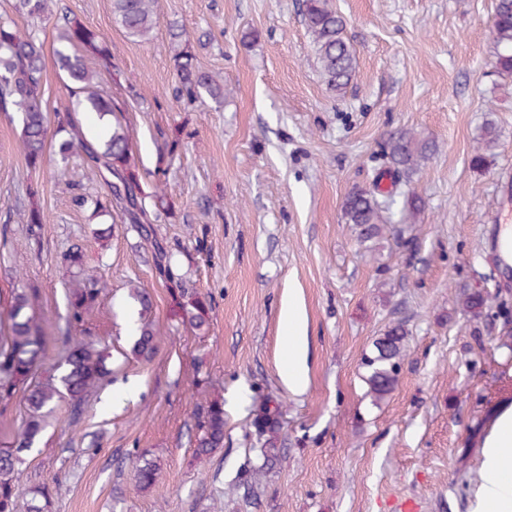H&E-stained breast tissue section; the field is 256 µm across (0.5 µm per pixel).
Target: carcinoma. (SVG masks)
I'll use <instances>...</instances> for the list:
<instances>
[{"label":"carcinoma","instance_id":"cac0c4a2","mask_svg":"<svg viewBox=\"0 0 512 512\" xmlns=\"http://www.w3.org/2000/svg\"><path fill=\"white\" fill-rule=\"evenodd\" d=\"M158 0H112V12L131 37L144 40L157 24ZM15 10L32 18L51 13V0H16ZM303 19L311 39L317 67L327 87L341 95L347 92L356 73V57L348 42L346 21L329 0H304ZM60 67L66 72L71 106L58 118L57 133L62 135L57 146V161L62 165L70 159H82L90 173L103 180L109 190L104 204L91 194L74 197L79 208L92 214L118 215L125 224H136L147 233V225L156 224L167 212L159 192L150 195L141 184V176L133 157L130 127L123 117L124 107L102 85L103 76L116 75L112 52L105 39L78 18L68 14L56 16ZM491 44L494 73L499 86L512 88V0H496ZM178 85L175 97L192 105L206 97L220 105L224 102V83L200 69L189 47L174 50L172 55ZM42 43L34 30H22L10 17H0V112H13L22 124L21 146L27 166L39 168L46 155L49 124L44 105ZM94 113L111 116L102 132L85 136L80 133L81 116ZM498 130L486 122L473 162L483 165L496 145ZM434 149L433 142L415 132L400 128L388 133L383 156L391 180L407 179L416 174L422 162ZM383 176L371 188H354L342 203L343 217L348 224L361 226L362 237L370 239L382 233L384 213L391 208L392 192L381 189ZM38 189L28 188L32 199L25 211L28 224H44L46 218L35 202ZM64 261L73 270L71 288L66 291L67 326L63 345L64 370L38 374L47 357L48 346L42 324L32 314L37 301L35 288H12L7 305L0 307V407L5 409L15 400L23 402L26 415L21 432L13 445L27 451L37 445L46 428L47 413L59 401L68 403L72 416L84 411L88 398L112 374L111 351L108 345L93 338L95 332L86 326L87 317L99 305L104 290L99 278L84 277L82 252L73 247L64 254ZM182 322L197 331L209 326L211 304L200 293L183 287ZM132 295L141 305V322L132 355L149 361L157 350L158 329L150 319L152 304L147 293L134 285ZM489 293L473 290L463 294L464 309L480 315ZM404 327L395 325L374 342V355L365 359L369 368L367 382L378 399L389 394L396 383L397 359L403 352ZM279 404L261 406L256 427L259 434L275 432ZM196 454L207 456L224 447V401L209 397L195 413ZM19 457L0 455V512H15L18 501ZM160 467L146 460L136 469L143 488L153 486Z\"/></svg>","mask_w":512,"mask_h":512}]
</instances>
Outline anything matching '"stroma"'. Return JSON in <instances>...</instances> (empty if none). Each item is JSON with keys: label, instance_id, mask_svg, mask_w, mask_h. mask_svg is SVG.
Wrapping results in <instances>:
<instances>
[{"label": "stroma", "instance_id": "stroma-1", "mask_svg": "<svg viewBox=\"0 0 512 512\" xmlns=\"http://www.w3.org/2000/svg\"><path fill=\"white\" fill-rule=\"evenodd\" d=\"M356 53L345 97L330 93L302 21V0H159L150 39L128 36L112 0H56L102 33L122 73L117 95L135 129L143 185L168 184V214L152 236L75 195L106 196L79 165L27 167L17 119L0 112V289L35 288L49 353L67 314L72 244L108 288L95 317L113 373L79 419L55 405L40 443L23 453L19 504L43 489L48 512H471L480 450L501 400L512 398V275L497 265L491 216L512 225V91L497 88L491 36L495 0H331ZM43 43L48 114L70 104L54 20L16 16ZM188 39L196 63L224 82V105L178 102L170 49ZM498 144L472 164L486 120ZM409 128L436 148L394 194L381 238L363 243L342 202L369 186L390 130ZM48 221L24 223L27 185ZM425 207L404 210L406 191ZM211 302L198 335L180 320V290L160 272L155 245ZM140 285L160 329L152 361L131 355ZM491 298L481 319L465 288ZM305 323L308 386L292 395L288 324ZM407 336L397 383L375 399L364 359L389 326ZM224 400V445L194 454L198 391ZM281 404V454L265 464L254 425L267 399ZM161 467L148 489L135 465Z\"/></svg>", "mask_w": 512, "mask_h": 512}]
</instances>
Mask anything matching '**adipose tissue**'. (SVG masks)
Listing matches in <instances>:
<instances>
[{
	"instance_id": "1",
	"label": "adipose tissue",
	"mask_w": 512,
	"mask_h": 512,
	"mask_svg": "<svg viewBox=\"0 0 512 512\" xmlns=\"http://www.w3.org/2000/svg\"><path fill=\"white\" fill-rule=\"evenodd\" d=\"M288 332L294 337L284 381L290 392L303 393L307 387L304 345L298 337L303 321L289 312ZM481 479L474 494L472 512H512V409L500 415L494 432L481 448Z\"/></svg>"
}]
</instances>
